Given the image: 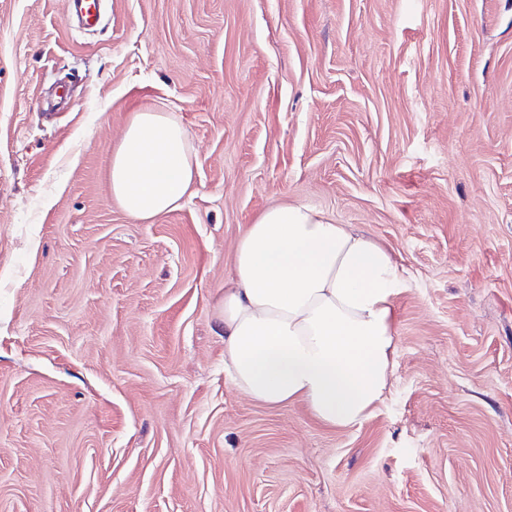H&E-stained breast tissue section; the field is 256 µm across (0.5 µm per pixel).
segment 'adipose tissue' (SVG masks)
<instances>
[{"mask_svg":"<svg viewBox=\"0 0 512 512\" xmlns=\"http://www.w3.org/2000/svg\"><path fill=\"white\" fill-rule=\"evenodd\" d=\"M196 156L168 112L134 113L112 153V196L139 220L191 194ZM405 279L386 246L301 203L247 225L218 300L224 369L267 406L302 403L321 424H360L383 400Z\"/></svg>","mask_w":512,"mask_h":512,"instance_id":"1","label":"adipose tissue"}]
</instances>
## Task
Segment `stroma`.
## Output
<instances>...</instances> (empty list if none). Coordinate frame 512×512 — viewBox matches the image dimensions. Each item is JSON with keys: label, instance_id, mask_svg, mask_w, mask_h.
Masks as SVG:
<instances>
[{"label": "stroma", "instance_id": "obj_1", "mask_svg": "<svg viewBox=\"0 0 512 512\" xmlns=\"http://www.w3.org/2000/svg\"><path fill=\"white\" fill-rule=\"evenodd\" d=\"M0 0V512H512V0ZM197 155L173 211L109 172L132 113ZM392 249L360 425L224 371L215 299L269 207Z\"/></svg>", "mask_w": 512, "mask_h": 512}]
</instances>
